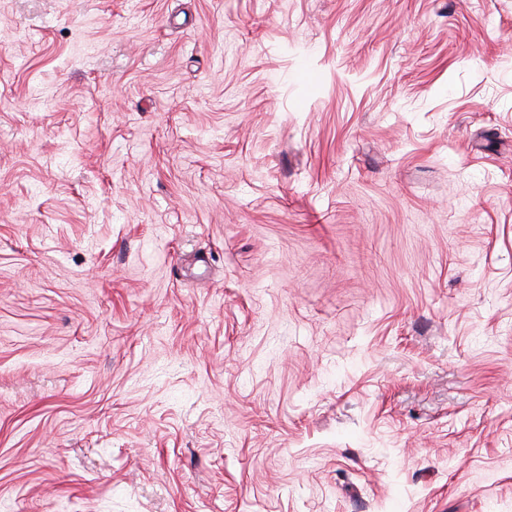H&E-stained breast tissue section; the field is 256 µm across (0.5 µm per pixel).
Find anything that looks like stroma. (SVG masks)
<instances>
[{"label": "stroma", "mask_w": 512, "mask_h": 512, "mask_svg": "<svg viewBox=\"0 0 512 512\" xmlns=\"http://www.w3.org/2000/svg\"><path fill=\"white\" fill-rule=\"evenodd\" d=\"M0 512H512V0H0Z\"/></svg>", "instance_id": "35a3bbf8"}]
</instances>
